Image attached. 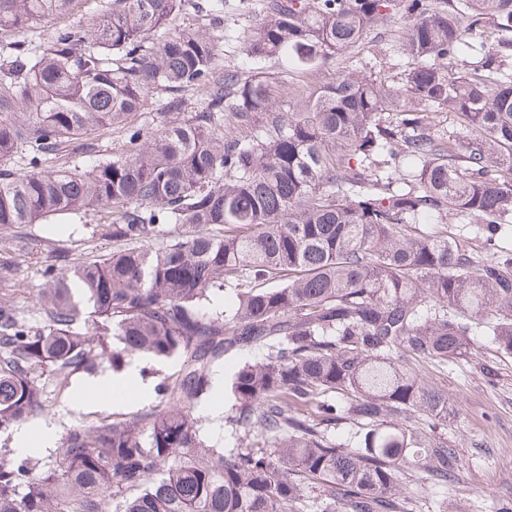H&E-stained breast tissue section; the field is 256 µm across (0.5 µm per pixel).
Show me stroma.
I'll return each instance as SVG.
<instances>
[{
    "mask_svg": "<svg viewBox=\"0 0 512 512\" xmlns=\"http://www.w3.org/2000/svg\"><path fill=\"white\" fill-rule=\"evenodd\" d=\"M259 19L249 0H229L224 9L223 60L225 65L249 75L244 39ZM399 22L371 29L364 41L341 58L312 71H291L286 79V92L313 89L332 81L347 71L382 76L398 81L401 55L398 50ZM64 235L51 233L45 224H22L13 230L18 249L7 247L0 232V264L7 266V289L17 312L31 322H39L40 314L34 296L43 282L47 267L69 271L84 261L115 249L112 237L102 235L95 214L63 215ZM495 366L496 377L485 374L486 366ZM414 370L428 386L448 395V424L444 433L450 447L455 448L458 480L445 492L449 507L455 512H499L502 497L512 496V359L502 356L495 346L482 347L465 360L449 368L430 363L415 365ZM85 380L76 373L68 378L55 374L41 375L47 403L36 424L54 426L63 435L74 425H100L131 418L156 405V398L114 404L112 399L97 394L76 401V387ZM229 387L212 388L211 397L195 409L203 423L209 444L223 447L229 436L224 416L231 404Z\"/></svg>",
    "mask_w": 512,
    "mask_h": 512,
    "instance_id": "obj_1",
    "label": "stroma"
}]
</instances>
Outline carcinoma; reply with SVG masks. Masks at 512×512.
Wrapping results in <instances>:
<instances>
[{
	"instance_id": "obj_1",
	"label": "carcinoma",
	"mask_w": 512,
	"mask_h": 512,
	"mask_svg": "<svg viewBox=\"0 0 512 512\" xmlns=\"http://www.w3.org/2000/svg\"><path fill=\"white\" fill-rule=\"evenodd\" d=\"M76 4L0 0V229L105 213L104 234L147 247L46 270L40 326L0 302V432L43 412L44 371L183 368L136 418L70 428L53 464L1 460L0 512H416L423 484L455 481L448 395L394 357L446 368L480 339L512 355V0H265L247 56L299 70L405 20L398 86L348 71L286 109L281 76L244 78L221 34L173 29L190 0H103L22 38ZM156 91L183 117L145 137L131 120ZM107 128L127 149L78 163ZM252 350L230 375L236 446H208L211 367ZM345 425L353 447L330 434ZM97 1L98 0H87L86 2H82L84 3V7L81 4V7L74 11L37 22L24 36L27 40L42 38L49 35L56 27L84 22L88 17L86 13L96 6Z\"/></svg>"
}]
</instances>
